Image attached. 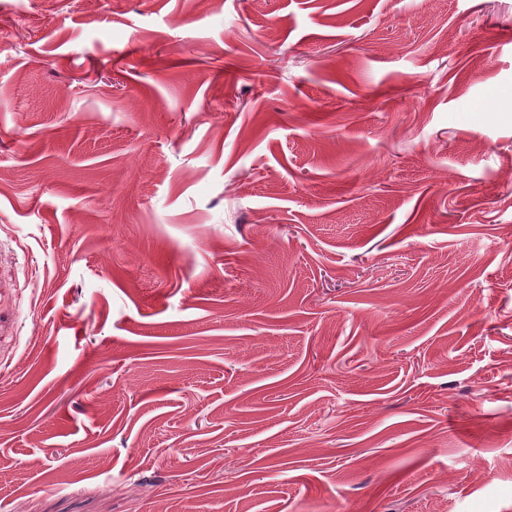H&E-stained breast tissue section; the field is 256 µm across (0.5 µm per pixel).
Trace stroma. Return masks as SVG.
Listing matches in <instances>:
<instances>
[{"mask_svg": "<svg viewBox=\"0 0 512 512\" xmlns=\"http://www.w3.org/2000/svg\"><path fill=\"white\" fill-rule=\"evenodd\" d=\"M0 512H512V0H0Z\"/></svg>", "mask_w": 512, "mask_h": 512, "instance_id": "obj_1", "label": "stroma"}]
</instances>
